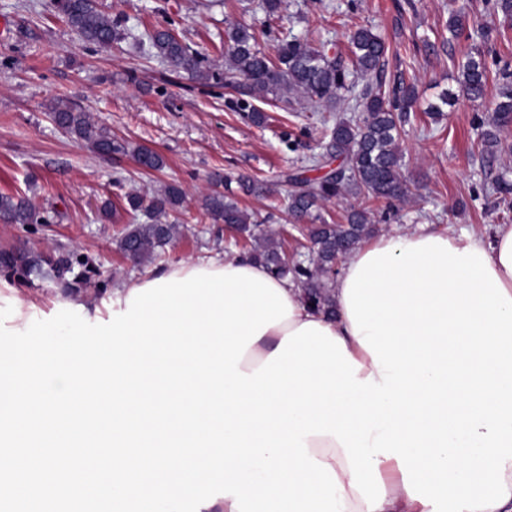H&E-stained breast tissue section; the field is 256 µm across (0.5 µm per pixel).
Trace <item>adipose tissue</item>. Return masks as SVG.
<instances>
[{"mask_svg": "<svg viewBox=\"0 0 512 512\" xmlns=\"http://www.w3.org/2000/svg\"><path fill=\"white\" fill-rule=\"evenodd\" d=\"M432 232L427 227H420L411 234L397 237L391 234L379 235L366 243L360 244L346 256L342 263L341 272L333 282L329 293L332 303L331 312L314 309L303 296L302 288L287 279H276V286L281 289L293 307L291 317L283 320L279 325L268 328L266 333L254 342L246 351L239 368L245 373H252L259 368L268 355L274 352L284 335L296 330L303 323L312 321L320 326L329 328L332 335L343 339L347 352L361 365L359 378H366L374 372L375 366L372 356L362 347L353 334L352 323L347 316L344 301V289L347 280L353 274L358 262L369 252L402 242L416 243L431 237ZM444 240L449 241L452 247L462 249L473 247L485 252L490 260V266L499 277L508 296L512 297V224L498 225L492 240H484L483 236L474 232L455 234L444 233ZM208 271L244 269L257 275H266L267 269L260 262L240 255L227 256L221 259H211L205 262L178 261L162 270V277H185L188 273L198 269ZM311 455L319 461L328 463L334 469L339 482L343 485L346 512H368L360 494L350 486V471L342 447L333 436H309L306 440ZM385 485V499L377 512H431L430 506L411 499L402 480V473L397 459L380 458L378 466Z\"/></svg>", "mask_w": 512, "mask_h": 512, "instance_id": "adipose-tissue-1", "label": "adipose tissue"}]
</instances>
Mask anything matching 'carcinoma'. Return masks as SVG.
<instances>
[{"label": "carcinoma", "mask_w": 512, "mask_h": 512, "mask_svg": "<svg viewBox=\"0 0 512 512\" xmlns=\"http://www.w3.org/2000/svg\"><path fill=\"white\" fill-rule=\"evenodd\" d=\"M55 7L67 24L89 44L109 46L121 39L122 20L98 9L96 0H54ZM486 7L502 14L512 23V0H486ZM482 47L471 53L459 67V94L472 102L484 99L490 75L501 81L500 101L496 104L498 124L512 120V68L502 62L493 35H503L482 27L478 30ZM150 53L166 63L172 71L185 73L194 82L231 87L236 96L228 100L230 108L241 112L253 124L266 121L254 102L269 99L282 101L294 95L316 107L328 108L350 93L362 116L353 121L339 118L331 129L326 146L327 159L317 168H329L315 178L288 175L292 189L284 199L288 215L296 221L310 220L306 238L313 264L288 261L281 240L264 226L268 218H259L241 209L230 188L232 180L216 179L215 186L202 197L201 208L215 221L224 223L236 235L241 255L262 263L278 278H290L329 312V288L338 274L337 265L347 252L373 232L371 213L352 206L344 224H329L317 214L322 203L348 195L364 196L388 205L411 193L401 173L402 123L406 121L415 99L414 86L399 80L388 85L385 64L388 47L370 27L358 28L350 37L352 66L331 57L322 46L293 38L278 45L275 57L262 52L253 32L233 26L224 42V72L205 64V58L183 43L173 29L154 28L147 33ZM497 65L491 72L486 56ZM367 76L362 87L358 78ZM54 123L75 138L97 157L130 156L146 172L165 166L164 157L145 145L112 138V133L92 121L89 115L69 102L58 100L50 108ZM339 161L335 168L333 161ZM185 194L175 184H167L150 196L129 192L125 208L141 213L145 220L132 224L119 242L120 250L142 266L161 256L164 247L178 234L179 225L171 217L183 208ZM53 216L40 210L27 198L0 193L1 224H49ZM94 272L87 256L77 251H62L54 258L35 251H0V274L21 282L49 279L74 292L87 283Z\"/></svg>", "instance_id": "carcinoma-1"}]
</instances>
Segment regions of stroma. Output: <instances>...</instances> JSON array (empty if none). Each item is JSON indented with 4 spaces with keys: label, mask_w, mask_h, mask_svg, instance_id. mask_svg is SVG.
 <instances>
[{
    "label": "stroma",
    "mask_w": 512,
    "mask_h": 512,
    "mask_svg": "<svg viewBox=\"0 0 512 512\" xmlns=\"http://www.w3.org/2000/svg\"><path fill=\"white\" fill-rule=\"evenodd\" d=\"M106 14L121 17L125 38L110 47L84 43L53 6V0H0V192L17 193L54 214L49 225L0 223V250L45 253L64 248L87 255L109 288H119L181 259L235 254L234 232L214 223L200 206L215 175L243 174L269 185L270 193L235 196L241 208L273 214L282 228V248L293 252L302 240L279 206L286 175H312L330 138L324 116L358 118L351 97L335 109L301 102L261 101L262 126L249 124L228 106L232 89L202 87L171 73L148 57L137 39L144 29L172 26L202 56L223 64L218 50L227 29L251 27L259 49L274 54L278 39L301 37L345 50L359 27L369 26L390 48L386 80L414 81L417 100L401 141L402 174L410 195L393 205L371 203L377 233L405 235L418 225L434 230L476 231L492 237L497 225L512 224V210L486 194L504 170L512 169V123L494 126L500 93L490 80L484 99L458 100L441 118L428 109L445 90H457L458 65L474 42L450 39L451 12L463 10L468 29L502 27L484 0H283L269 18L261 0H97ZM67 100L79 106L113 137L160 152L163 170L145 172L128 156L104 162L65 135L47 106ZM496 130L495 154L484 153L483 132ZM168 183L186 192L180 233L163 261L138 266L118 243L134 217L122 210L127 192L152 194ZM25 301L31 320L67 309L72 299L58 284L23 283L0 275V307Z\"/></svg>",
    "instance_id": "35a3bbf8"
}]
</instances>
